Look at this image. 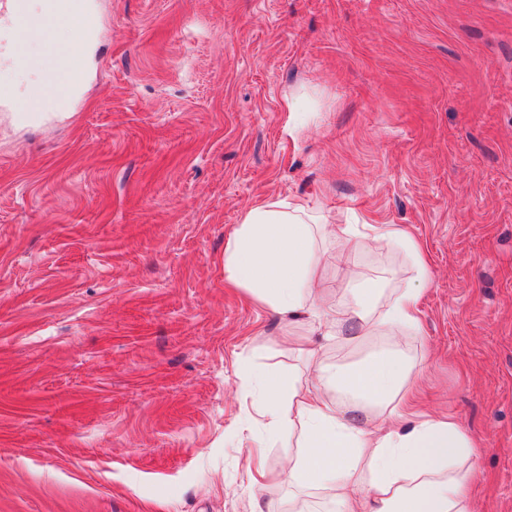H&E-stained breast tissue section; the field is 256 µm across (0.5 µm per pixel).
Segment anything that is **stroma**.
<instances>
[{"instance_id": "35a3bbf8", "label": "stroma", "mask_w": 512, "mask_h": 512, "mask_svg": "<svg viewBox=\"0 0 512 512\" xmlns=\"http://www.w3.org/2000/svg\"><path fill=\"white\" fill-rule=\"evenodd\" d=\"M65 94L0 50V512H254L247 372L346 360L224 285L250 207L405 228L431 274L419 406L479 442L474 512H512V0H94ZM294 112H286V101ZM335 289L394 250L318 240ZM252 429H245L246 420Z\"/></svg>"}]
</instances>
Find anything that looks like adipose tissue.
Masks as SVG:
<instances>
[{
	"mask_svg": "<svg viewBox=\"0 0 512 512\" xmlns=\"http://www.w3.org/2000/svg\"><path fill=\"white\" fill-rule=\"evenodd\" d=\"M318 224L302 199L267 201L244 213L224 245L225 284L306 322L311 335L350 330L377 339L369 355L341 368L313 353L304 386L267 374L243 380L263 427L284 442L288 466L279 479L325 491L339 512H473L460 466L476 460L478 448L456 422L410 412L404 403L418 371L399 339L420 333L419 303L430 282L422 243L401 229L346 225V243L397 249L414 275L399 283L385 268L343 294L318 277Z\"/></svg>",
	"mask_w": 512,
	"mask_h": 512,
	"instance_id": "obj_1",
	"label": "adipose tissue"
}]
</instances>
